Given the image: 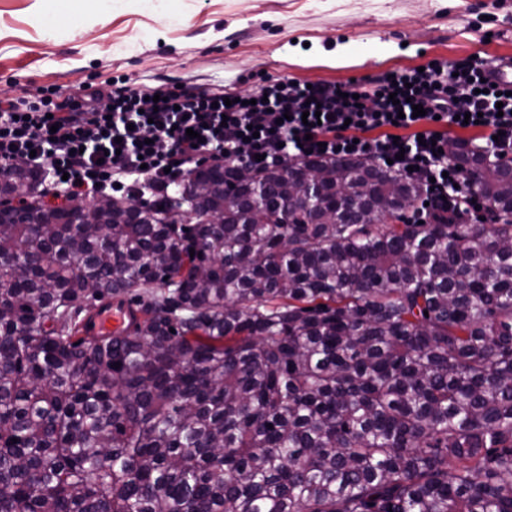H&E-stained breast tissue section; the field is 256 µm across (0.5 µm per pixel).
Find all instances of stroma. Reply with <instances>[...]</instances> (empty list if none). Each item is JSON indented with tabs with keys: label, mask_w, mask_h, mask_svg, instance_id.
I'll return each instance as SVG.
<instances>
[{
	"label": "stroma",
	"mask_w": 512,
	"mask_h": 512,
	"mask_svg": "<svg viewBox=\"0 0 512 512\" xmlns=\"http://www.w3.org/2000/svg\"><path fill=\"white\" fill-rule=\"evenodd\" d=\"M46 0H0V98L83 85H339L432 59L512 56V0H115L46 27Z\"/></svg>",
	"instance_id": "stroma-1"
}]
</instances>
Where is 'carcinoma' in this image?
Masks as SVG:
<instances>
[{
  "mask_svg": "<svg viewBox=\"0 0 512 512\" xmlns=\"http://www.w3.org/2000/svg\"><path fill=\"white\" fill-rule=\"evenodd\" d=\"M449 143L500 223L406 222L422 187L356 158L79 224L0 172V512H512V163ZM104 301L128 330L79 335Z\"/></svg>",
  "mask_w": 512,
  "mask_h": 512,
  "instance_id": "1",
  "label": "carcinoma"
}]
</instances>
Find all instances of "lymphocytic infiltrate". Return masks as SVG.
Segmentation results:
<instances>
[{
	"label": "lymphocytic infiltrate",
	"instance_id": "lymphocytic-infiltrate-1",
	"mask_svg": "<svg viewBox=\"0 0 512 512\" xmlns=\"http://www.w3.org/2000/svg\"><path fill=\"white\" fill-rule=\"evenodd\" d=\"M488 69L468 57L342 86L267 78L229 106L221 87L145 90L123 81L60 102L1 99L0 168L25 163L64 201L117 192L152 205L203 159L273 169L303 157H362L391 163L423 186L422 219L450 210L459 221L495 224L498 216L474 201L446 153L449 129L479 128L492 136L472 140V149L512 161V95L498 97ZM418 104L425 113L417 117ZM468 112L479 121L462 122Z\"/></svg>",
	"mask_w": 512,
	"mask_h": 512
}]
</instances>
